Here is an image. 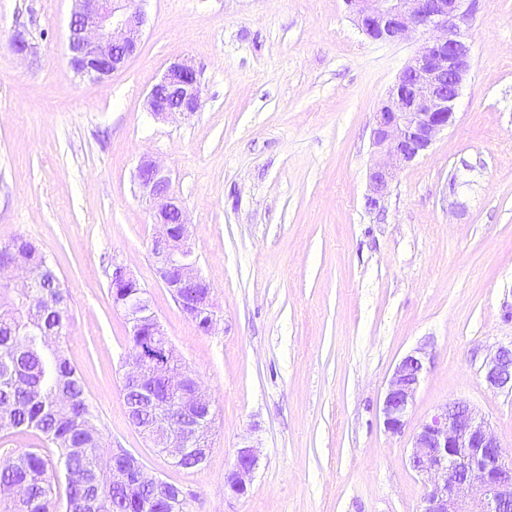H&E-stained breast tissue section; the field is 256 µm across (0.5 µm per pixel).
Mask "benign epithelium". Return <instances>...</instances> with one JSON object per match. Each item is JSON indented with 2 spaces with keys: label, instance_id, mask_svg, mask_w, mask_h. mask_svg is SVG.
<instances>
[{
  "label": "benign epithelium",
  "instance_id": "7a95c632",
  "mask_svg": "<svg viewBox=\"0 0 512 512\" xmlns=\"http://www.w3.org/2000/svg\"><path fill=\"white\" fill-rule=\"evenodd\" d=\"M68 24L69 64L81 79L98 81L124 68L140 49L145 13L139 0H75ZM467 0H345L358 27L374 41L403 39L416 31L430 34L417 55L398 75L374 113L372 145L377 159L369 167L368 207L384 210V200L396 172L429 150L437 135L456 119L455 104L471 65V48L461 24L467 20ZM11 50L25 58L32 44L23 33L14 35ZM202 104L197 71L188 59L167 67L146 97L148 112L165 120L191 115ZM139 190L153 208L159 230L150 254L157 274L178 308L201 331L216 324L213 288L198 269L186 212L169 191V176L151 157L137 167ZM112 287L129 289L127 303H113L123 311L133 336H163L164 329L151 308L146 290L136 277L117 264ZM126 378L135 383L144 371L169 377L166 351L143 341L129 354ZM427 370L426 353L416 349L395 366L382 403L383 425L392 435L403 433L407 414ZM494 389L512 390V346H502L483 365ZM208 395L198 379L180 395L175 417L158 416L141 434L152 447L176 459L170 438L189 437L200 428L194 410ZM258 451L243 444L225 474V487L243 496L258 466ZM408 465L421 477V512H512V455L507 453L484 418L463 401L439 407L410 440Z\"/></svg>",
  "mask_w": 512,
  "mask_h": 512
}]
</instances>
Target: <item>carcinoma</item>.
I'll return each mask as SVG.
<instances>
[{
    "instance_id": "obj_1",
    "label": "carcinoma",
    "mask_w": 512,
    "mask_h": 512,
    "mask_svg": "<svg viewBox=\"0 0 512 512\" xmlns=\"http://www.w3.org/2000/svg\"><path fill=\"white\" fill-rule=\"evenodd\" d=\"M22 258L34 287H10L2 264ZM68 288L49 257L17 235L0 244V434L31 432L56 449V464L39 448L0 460V512H184L182 491L145 484L131 458L104 450L84 380L66 354ZM171 403L185 387L148 380ZM129 419L138 418L139 390L123 385Z\"/></svg>"
}]
</instances>
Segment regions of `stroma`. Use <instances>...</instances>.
I'll return each instance as SVG.
<instances>
[{
  "mask_svg": "<svg viewBox=\"0 0 512 512\" xmlns=\"http://www.w3.org/2000/svg\"><path fill=\"white\" fill-rule=\"evenodd\" d=\"M468 5L456 120L396 175L380 215L366 206L373 115L423 35L371 40L344 0H146L139 54L93 82L69 65L74 0H0V243L22 235L50 257L106 443L180 486L186 512H420L410 436L454 400L512 452V391L483 371L512 343V0ZM18 31L30 59L9 47ZM179 58L200 72L202 107L154 120L146 95ZM144 155L188 214L212 333L155 273ZM116 261L212 399L202 467L173 466L128 422ZM418 348L427 373L394 436L384 394ZM246 441L259 466L234 497L224 474Z\"/></svg>",
  "mask_w": 512,
  "mask_h": 512,
  "instance_id": "obj_1",
  "label": "stroma"
}]
</instances>
